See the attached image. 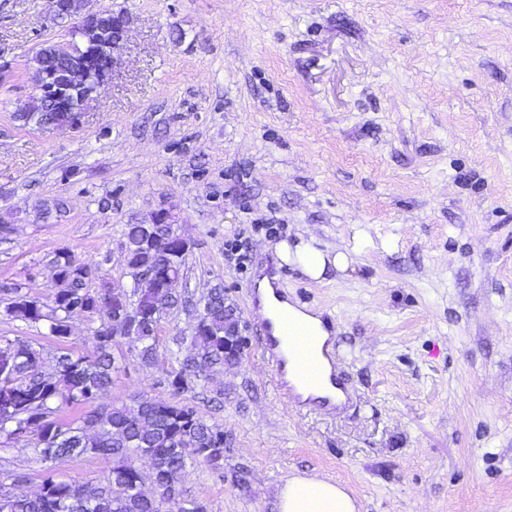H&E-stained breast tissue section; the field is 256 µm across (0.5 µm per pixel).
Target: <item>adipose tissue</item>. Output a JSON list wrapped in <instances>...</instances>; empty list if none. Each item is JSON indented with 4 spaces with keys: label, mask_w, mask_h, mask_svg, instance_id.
<instances>
[{
    "label": "adipose tissue",
    "mask_w": 512,
    "mask_h": 512,
    "mask_svg": "<svg viewBox=\"0 0 512 512\" xmlns=\"http://www.w3.org/2000/svg\"><path fill=\"white\" fill-rule=\"evenodd\" d=\"M279 258L299 266L312 279L323 277L327 267L345 268L343 253L329 254L311 243L290 245L281 242ZM279 512H357L355 500L336 482L314 475L293 477L285 481L279 494Z\"/></svg>",
    "instance_id": "1"
}]
</instances>
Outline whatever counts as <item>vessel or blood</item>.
Segmentation results:
<instances>
[{
  "label": "vessel or blood",
  "instance_id": "1",
  "mask_svg": "<svg viewBox=\"0 0 512 512\" xmlns=\"http://www.w3.org/2000/svg\"><path fill=\"white\" fill-rule=\"evenodd\" d=\"M264 274L268 289L250 283L246 296L250 309L263 314L259 325L262 350L278 391L300 412L313 408L328 416L344 412L352 401V390L344 370L345 359L336 345L333 318L319 313L323 335H295L286 327L293 316L286 308L288 292L278 277L275 260H268Z\"/></svg>",
  "mask_w": 512,
  "mask_h": 512
}]
</instances>
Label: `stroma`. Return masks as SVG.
I'll return each mask as SVG.
<instances>
[{
	"label": "stroma",
	"instance_id": "obj_1",
	"mask_svg": "<svg viewBox=\"0 0 512 512\" xmlns=\"http://www.w3.org/2000/svg\"><path fill=\"white\" fill-rule=\"evenodd\" d=\"M129 16L112 78L79 127L16 120L32 58L73 19L49 0H0V285L50 303L48 263L96 264L91 289L127 291L122 229L170 209L189 242L179 291L222 285L243 344L177 395L168 349L193 312L163 314L155 364L113 349L112 398L194 406L224 461L189 465L207 512H276L293 476L335 480L359 512H512V0H89ZM250 236L249 260L224 245ZM349 253L325 281L280 267L331 312L357 399L346 413L283 403L245 286L281 241ZM54 371L47 330L0 314ZM111 460L43 461L0 447V482L105 481Z\"/></svg>",
	"mask_w": 512,
	"mask_h": 512
}]
</instances>
